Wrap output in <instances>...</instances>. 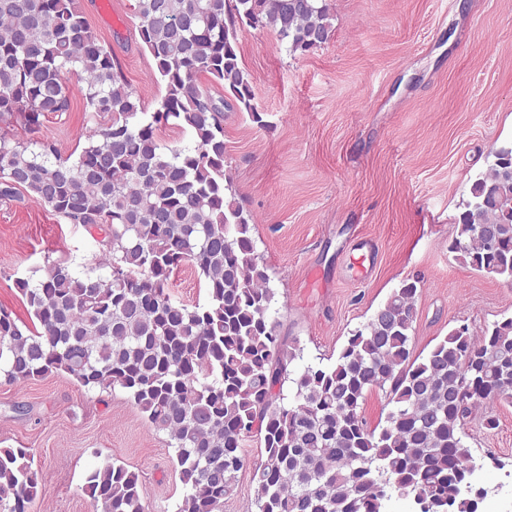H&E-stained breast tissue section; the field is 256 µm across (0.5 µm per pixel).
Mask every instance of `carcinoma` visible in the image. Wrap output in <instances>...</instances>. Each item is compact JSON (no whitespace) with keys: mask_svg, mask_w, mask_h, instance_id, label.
<instances>
[{"mask_svg":"<svg viewBox=\"0 0 512 512\" xmlns=\"http://www.w3.org/2000/svg\"><path fill=\"white\" fill-rule=\"evenodd\" d=\"M142 47L164 86L148 112L76 0H0V116L30 126L71 108L67 75L106 126L75 159L56 146L0 138V197L25 190L66 223L103 232L105 272L47 262L16 285L37 325L0 309V376L22 383L63 372L82 387L124 390L169 437L186 492L176 512H222L245 462L258 512H470L481 468L465 420L512 404V317L474 334L462 325L420 358L411 348L416 282L403 281L332 364L305 363L277 334L279 309L256 251L253 217L224 162V110L266 126L238 36L269 29L304 54L333 35L331 0H135ZM224 89L216 101L199 83ZM163 127L190 135L170 146ZM449 246L473 270L512 281V142L487 155ZM194 269L205 302L169 293ZM291 388L283 390L284 383ZM389 389L384 424L367 426L366 393ZM39 490L26 448H0V512H29ZM84 492L93 512H145L138 475L109 460Z\"/></svg>","mask_w":512,"mask_h":512,"instance_id":"carcinoma-1","label":"carcinoma"}]
</instances>
